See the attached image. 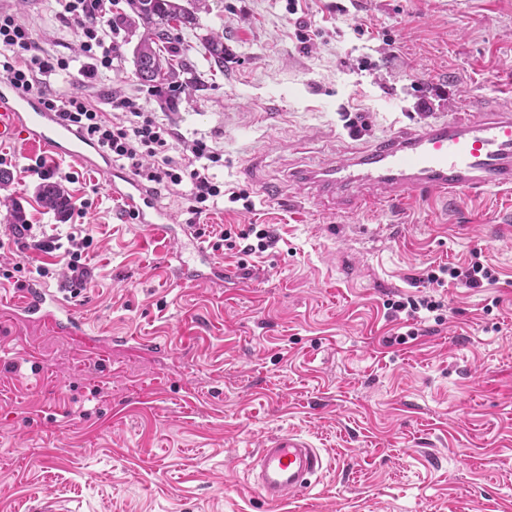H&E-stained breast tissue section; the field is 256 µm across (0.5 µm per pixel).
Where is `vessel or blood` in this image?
Wrapping results in <instances>:
<instances>
[{
	"mask_svg": "<svg viewBox=\"0 0 512 512\" xmlns=\"http://www.w3.org/2000/svg\"><path fill=\"white\" fill-rule=\"evenodd\" d=\"M23 138L57 157L77 159L103 173L110 194L138 214L152 241L176 239L168 213L132 176L114 170L111 161L81 133L62 124L36 92L23 93L10 81L0 82V144ZM292 182L313 188L316 198L334 208L358 211L411 196L488 191L512 192V110L469 113L427 123L379 139L336 164L299 169ZM193 260L182 249L169 252L168 278L180 285L223 284L226 270L196 234H189ZM23 321L56 330L86 351L111 347L108 336L89 335L74 307L39 283L24 290L19 307ZM323 468L319 452L288 433L271 437L251 466L252 485L266 503L277 505L303 494Z\"/></svg>",
	"mask_w": 512,
	"mask_h": 512,
	"instance_id": "vessel-or-blood-1",
	"label": "vessel or blood"
}]
</instances>
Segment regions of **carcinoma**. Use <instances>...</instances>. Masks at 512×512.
Returning a JSON list of instances; mask_svg holds the SVG:
<instances>
[{
  "mask_svg": "<svg viewBox=\"0 0 512 512\" xmlns=\"http://www.w3.org/2000/svg\"><path fill=\"white\" fill-rule=\"evenodd\" d=\"M126 3L131 14L121 16V23L132 33L142 30L133 51L137 78L161 94H183L185 99H191L197 78L186 50L181 48L178 29L196 27L195 12L181 4V0H126ZM202 44L210 68L224 71V35L207 34L202 37ZM37 199L59 220L65 219L70 200L60 183L47 180L40 183Z\"/></svg>",
  "mask_w": 512,
  "mask_h": 512,
  "instance_id": "carcinoma-1",
  "label": "carcinoma"
}]
</instances>
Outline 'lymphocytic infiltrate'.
I'll return each instance as SVG.
<instances>
[{
  "label": "lymphocytic infiltrate",
  "mask_w": 512,
  "mask_h": 512,
  "mask_svg": "<svg viewBox=\"0 0 512 512\" xmlns=\"http://www.w3.org/2000/svg\"><path fill=\"white\" fill-rule=\"evenodd\" d=\"M112 0H58L64 16L74 25L79 40L78 54L85 60L83 75L92 77L112 70L119 58V32L110 17ZM70 62L39 45L29 28L15 16L0 10V76L16 86L39 92L45 108L77 129L110 156L113 164L130 172L153 195H176L184 199L188 224L201 237L212 239L213 250H238L242 254L263 253L275 248L279 236L269 226L245 225L242 229L214 230L202 227L200 219L219 204L241 203L243 209L255 206L248 191L225 188L214 172L224 153L217 143L200 137L185 148H178L174 128L148 109L138 98L116 96L111 110H103L89 95L52 88V77L68 70ZM93 238L81 228H73L65 241L38 239L33 249L50 254L61 252L66 277L74 290L91 283L93 273L87 255ZM467 288L496 284L499 275L472 255L467 267L441 266L419 276L422 286L443 285L445 279Z\"/></svg>",
  "instance_id": "f902f5d3"
}]
</instances>
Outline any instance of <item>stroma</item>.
<instances>
[{
    "mask_svg": "<svg viewBox=\"0 0 512 512\" xmlns=\"http://www.w3.org/2000/svg\"><path fill=\"white\" fill-rule=\"evenodd\" d=\"M197 29L182 42L201 84L166 108L135 75L136 37L120 35L114 69L89 89L110 109L135 96L187 139L224 151L215 173L253 193L221 207L215 229L269 224L261 254H226L224 287H171L164 247L71 158L67 190L84 216L56 220L29 168L43 152L0 146L35 231L94 237L93 281L69 301L106 355L16 316L0 285V512H31L38 494L69 512H512V194H436L359 212L294 200L288 175L370 146L393 129L512 106V0H184ZM5 10L55 55L78 38L57 0ZM224 34V69L200 38ZM500 274L479 289L445 282L442 313L392 314L427 267H464L472 251ZM164 347L147 351L138 339ZM305 439L323 469L302 496L271 508L248 464L280 433Z\"/></svg>",
    "mask_w": 512,
    "mask_h": 512,
    "instance_id": "obj_1",
    "label": "stroma"
}]
</instances>
